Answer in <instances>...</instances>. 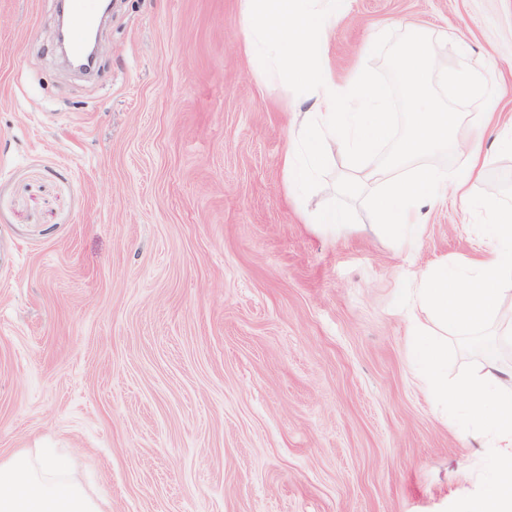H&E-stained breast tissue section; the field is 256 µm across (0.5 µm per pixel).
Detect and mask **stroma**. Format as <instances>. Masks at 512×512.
<instances>
[{
	"mask_svg": "<svg viewBox=\"0 0 512 512\" xmlns=\"http://www.w3.org/2000/svg\"><path fill=\"white\" fill-rule=\"evenodd\" d=\"M404 20L448 69L463 42L496 61L473 194L512 207V0H352L337 84ZM56 26L0 0V456L55 449L110 512H469L495 459L424 391L410 274L477 258L482 213L445 190L406 245L361 206L308 224L349 163L289 197L286 107L312 102L256 75L240 0H115L90 76ZM446 342L449 377L484 370V337Z\"/></svg>",
	"mask_w": 512,
	"mask_h": 512,
	"instance_id": "1",
	"label": "stroma"
}]
</instances>
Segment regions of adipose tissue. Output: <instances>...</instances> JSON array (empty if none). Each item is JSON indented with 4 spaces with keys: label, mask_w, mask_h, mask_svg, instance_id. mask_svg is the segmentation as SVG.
I'll return each mask as SVG.
<instances>
[{
    "label": "adipose tissue",
    "mask_w": 512,
    "mask_h": 512,
    "mask_svg": "<svg viewBox=\"0 0 512 512\" xmlns=\"http://www.w3.org/2000/svg\"><path fill=\"white\" fill-rule=\"evenodd\" d=\"M409 95L418 102L401 142V161L432 151L466 148L467 166L452 181L463 204L485 208L489 233L483 258L466 266L439 264L413 275L417 312L411 353L427 394L453 419L463 435L487 440L496 450V469L471 512H512V369L489 368L478 376L448 378V352L436 333L454 328L477 333L496 318L501 300L512 296V209L482 204L468 188L486 164L484 135L490 123L495 89L492 61L480 66L462 62L445 75L455 99L477 103L484 112L465 139H458L460 112L425 99L423 75L430 67L424 39L410 35L400 47ZM0 512H106L65 460L20 450L0 456Z\"/></svg>",
    "instance_id": "adipose-tissue-1"
}]
</instances>
